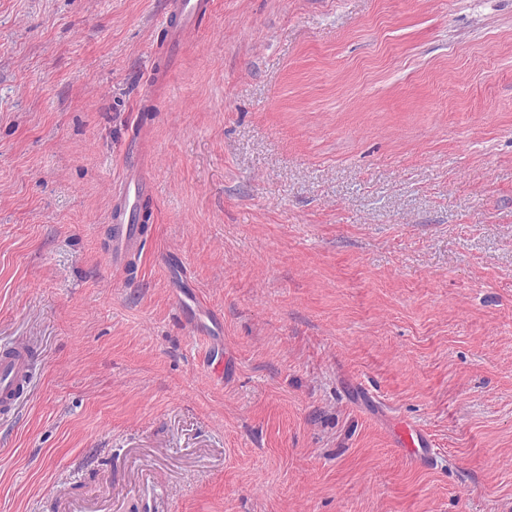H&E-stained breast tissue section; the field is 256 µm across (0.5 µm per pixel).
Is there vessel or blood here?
Wrapping results in <instances>:
<instances>
[{"instance_id":"1","label":"vessel or blood","mask_w":512,"mask_h":512,"mask_svg":"<svg viewBox=\"0 0 512 512\" xmlns=\"http://www.w3.org/2000/svg\"><path fill=\"white\" fill-rule=\"evenodd\" d=\"M212 0H168L167 9L173 21L168 26V47L176 49L194 33L198 15L207 13ZM145 161H138L137 171L123 175L112 187V239L108 250L113 269L126 271L130 262L142 251L146 231L137 224L138 198L147 190ZM37 352L26 341L14 340L0 345V415L15 416L31 380ZM392 445L409 468L428 470L437 461L430 434L421 426L398 422L392 431Z\"/></svg>"}]
</instances>
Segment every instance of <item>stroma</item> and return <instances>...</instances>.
<instances>
[{
    "label": "stroma",
    "instance_id": "35a3bbf8",
    "mask_svg": "<svg viewBox=\"0 0 512 512\" xmlns=\"http://www.w3.org/2000/svg\"><path fill=\"white\" fill-rule=\"evenodd\" d=\"M166 12L0 0V512H512V0ZM212 0H169L168 16L175 22L168 23V49L174 50L183 45L194 33L196 18L211 10ZM146 152L142 149L134 175H123L112 187L111 245L107 253L112 268L125 272L130 262L142 251L147 229L136 224L137 199L147 190ZM37 352L24 340L0 345V415L12 417L18 412L31 380ZM391 440L402 462L411 469L429 470L437 462L431 435L413 422H398L393 428Z\"/></svg>",
    "mask_w": 512,
    "mask_h": 512
}]
</instances>
